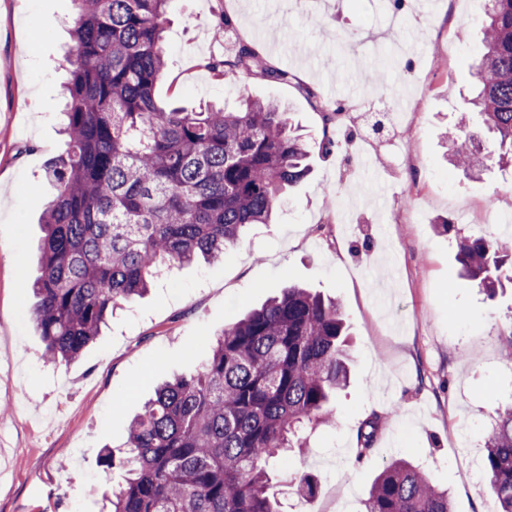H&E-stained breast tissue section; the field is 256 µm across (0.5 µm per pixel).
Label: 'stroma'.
I'll return each instance as SVG.
<instances>
[{
    "mask_svg": "<svg viewBox=\"0 0 512 512\" xmlns=\"http://www.w3.org/2000/svg\"><path fill=\"white\" fill-rule=\"evenodd\" d=\"M487 0H172L159 101L280 102L306 138L310 176L272 224L249 226L223 262L175 267L125 303L71 363H45L31 319L47 162L59 133L74 0H0V512H101L120 449L155 385L193 373L224 325L291 283L336 299L350 332L349 385L306 446L273 462L281 512H365L371 482L402 458L447 491L453 512H491L484 442L512 404V269L494 293L456 261L459 238L512 242V170L444 159L447 129L492 137L474 109ZM260 44L281 83L203 67L225 32ZM402 46L400 65L379 66ZM345 118L322 145L321 106ZM449 221L450 232L439 225ZM377 422L371 452L360 430ZM317 475L310 500L294 477Z\"/></svg>",
    "mask_w": 512,
    "mask_h": 512,
    "instance_id": "stroma-1",
    "label": "stroma"
}]
</instances>
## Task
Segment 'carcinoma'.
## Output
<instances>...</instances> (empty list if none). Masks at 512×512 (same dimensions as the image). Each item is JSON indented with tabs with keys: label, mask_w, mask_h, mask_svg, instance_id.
Instances as JSON below:
<instances>
[{
	"label": "carcinoma",
	"mask_w": 512,
	"mask_h": 512,
	"mask_svg": "<svg viewBox=\"0 0 512 512\" xmlns=\"http://www.w3.org/2000/svg\"><path fill=\"white\" fill-rule=\"evenodd\" d=\"M64 88L65 148L46 177L40 276L32 317L51 363L76 360L114 308L144 295L157 270L198 257L224 259L243 227L271 223L285 190L309 174V151L288 112L243 96L239 106H161L164 32L171 0H75ZM478 108L495 159L512 160V0H488ZM205 68L288 82L248 43ZM341 110L321 108L324 145ZM455 166L480 169L481 144L447 136ZM464 276L488 293L512 252L485 237L457 240ZM346 326L336 301L290 286L224 326L195 374L159 386L132 421L125 451L103 466L124 473L110 512H279L270 462L304 442L307 426L335 414L347 383ZM493 512H512V406L498 413L485 448ZM319 491L296 477L303 499ZM365 512H450L448 493L410 463L389 462Z\"/></svg>",
	"instance_id": "carcinoma-1"
}]
</instances>
